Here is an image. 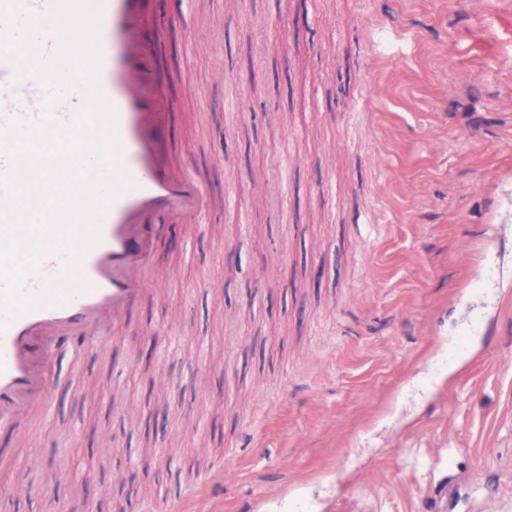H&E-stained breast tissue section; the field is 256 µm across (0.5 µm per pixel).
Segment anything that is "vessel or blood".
I'll list each match as a JSON object with an SVG mask.
<instances>
[{"label":"vessel or blood","instance_id":"1","mask_svg":"<svg viewBox=\"0 0 512 512\" xmlns=\"http://www.w3.org/2000/svg\"><path fill=\"white\" fill-rule=\"evenodd\" d=\"M66 21L92 28L96 38L76 67L79 82L61 95L49 78L68 59ZM144 25L140 0H0V128L68 129L113 113L105 153L131 180L102 211L98 243L79 250L80 230L71 228L65 251L45 252L38 272L24 278L33 293L68 273L88 288L0 327V428L25 431L34 408L48 410L50 387L40 364L58 343L69 342L71 360L79 364L92 354L96 333L126 322L128 308L144 292L142 274L151 259L138 231L143 216L179 209L196 218L202 212L204 191L195 172L171 168L155 154L147 122L163 124L165 114L148 116L146 107L163 90L136 70L149 49ZM380 222L371 207L355 224L361 249L372 246Z\"/></svg>","mask_w":512,"mask_h":512}]
</instances>
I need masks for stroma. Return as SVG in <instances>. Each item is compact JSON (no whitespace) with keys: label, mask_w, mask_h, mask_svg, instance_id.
Segmentation results:
<instances>
[{"label":"stroma","mask_w":512,"mask_h":512,"mask_svg":"<svg viewBox=\"0 0 512 512\" xmlns=\"http://www.w3.org/2000/svg\"><path fill=\"white\" fill-rule=\"evenodd\" d=\"M143 2L162 150L204 185L203 221L157 218L127 326L82 365L64 345L45 365L50 418L0 431V512H118L126 498L94 492L118 470L134 512H164L223 464L185 512H512V370L495 362L512 236L488 237L512 222V0ZM381 173L366 266L353 224Z\"/></svg>","instance_id":"obj_1"}]
</instances>
